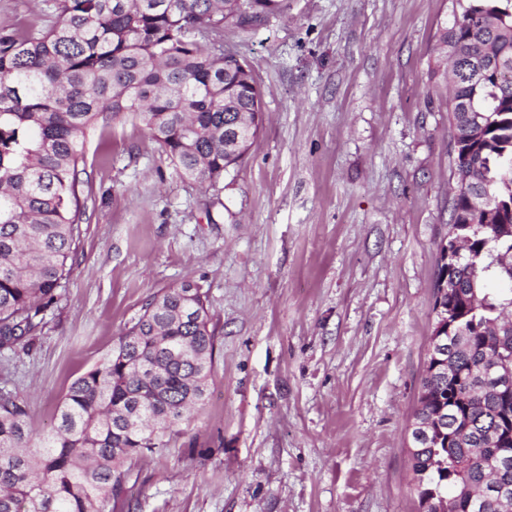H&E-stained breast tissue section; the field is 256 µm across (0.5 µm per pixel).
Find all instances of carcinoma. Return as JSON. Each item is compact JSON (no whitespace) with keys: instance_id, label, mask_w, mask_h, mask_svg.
<instances>
[{"instance_id":"1","label":"carcinoma","mask_w":512,"mask_h":512,"mask_svg":"<svg viewBox=\"0 0 512 512\" xmlns=\"http://www.w3.org/2000/svg\"><path fill=\"white\" fill-rule=\"evenodd\" d=\"M440 30L433 76L448 83L458 144L448 230L468 248L448 263L435 322L450 329L452 377L426 373L415 411L441 429L412 453L419 512H512V223L471 210L512 203V0H457ZM286 0H55L44 30L0 27V350L29 346L73 273L84 137L140 121L179 174L216 187L262 126L260 90L224 50V26H261ZM485 138L469 140V115ZM254 123L241 144L224 126ZM491 280L509 284L492 291ZM206 293L162 290L111 353L62 396L37 432L26 400L0 390V512H112L133 462L167 445L205 405L215 351Z\"/></svg>"}]
</instances>
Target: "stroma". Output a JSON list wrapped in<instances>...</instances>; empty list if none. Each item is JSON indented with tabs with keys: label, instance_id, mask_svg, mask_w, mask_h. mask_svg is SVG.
I'll use <instances>...</instances> for the list:
<instances>
[{
	"label": "stroma",
	"instance_id": "obj_1",
	"mask_svg": "<svg viewBox=\"0 0 512 512\" xmlns=\"http://www.w3.org/2000/svg\"><path fill=\"white\" fill-rule=\"evenodd\" d=\"M0 0V26L55 19ZM224 28L262 126L221 189L182 178L144 125L85 139L74 273L0 388L37 429L162 289L206 292L201 414L130 470L114 512H417L409 425L448 237V88L429 76L455 0H287Z\"/></svg>",
	"mask_w": 512,
	"mask_h": 512
}]
</instances>
